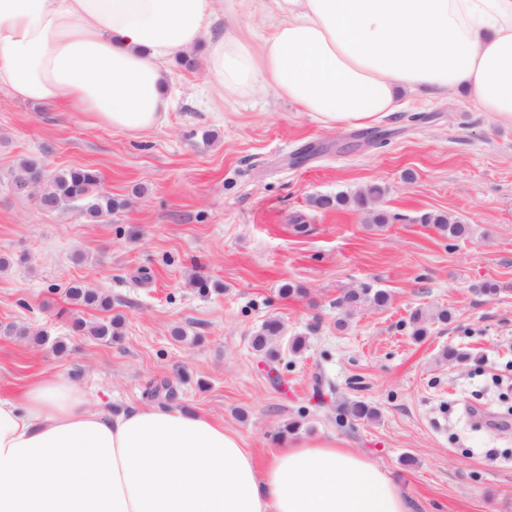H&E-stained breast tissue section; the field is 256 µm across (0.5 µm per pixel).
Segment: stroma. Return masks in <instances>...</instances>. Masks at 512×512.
<instances>
[{
	"label": "stroma",
	"instance_id": "1",
	"mask_svg": "<svg viewBox=\"0 0 512 512\" xmlns=\"http://www.w3.org/2000/svg\"><path fill=\"white\" fill-rule=\"evenodd\" d=\"M190 57L172 66L162 123L138 138L0 89V395L49 370L116 414L166 379L175 408L222 419L258 457L294 422V438L376 463L413 512H512V126L458 95H409L378 123L386 143L366 147L360 128L325 127L261 88L216 98L204 46ZM25 159L50 175L100 170L119 208L98 222L77 204L43 210L39 189L11 185ZM371 185L390 223L312 205ZM427 212L472 233L443 236L420 223ZM76 281L111 309L73 303ZM286 283L297 294L282 296ZM366 285L387 306L344 315L339 299ZM419 309L451 319L417 340ZM76 317L120 319L121 336L71 334ZM272 317L283 331L269 359L251 338ZM352 401L375 417L339 421Z\"/></svg>",
	"mask_w": 512,
	"mask_h": 512
}]
</instances>
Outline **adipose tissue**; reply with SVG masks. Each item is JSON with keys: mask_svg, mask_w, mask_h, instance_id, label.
<instances>
[{"mask_svg": "<svg viewBox=\"0 0 512 512\" xmlns=\"http://www.w3.org/2000/svg\"><path fill=\"white\" fill-rule=\"evenodd\" d=\"M271 34L253 43L241 20ZM207 43L212 90L263 87L324 126L365 127L400 93L460 91L512 125V0H0V87L137 138L176 56ZM0 512H411L371 460L283 440L258 460L223 421L96 408L61 373L0 396Z\"/></svg>", "mask_w": 512, "mask_h": 512, "instance_id": "ef3b65f1", "label": "adipose tissue"}]
</instances>
